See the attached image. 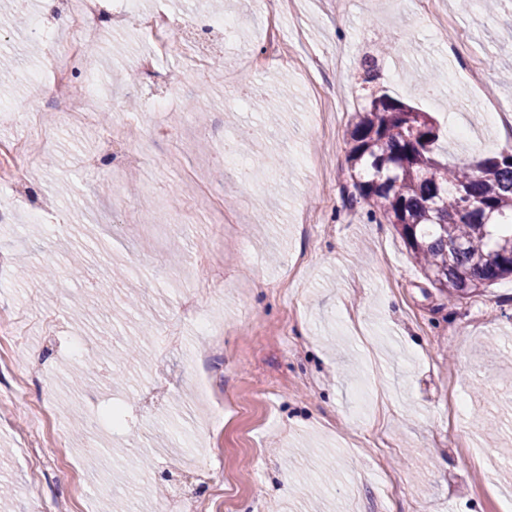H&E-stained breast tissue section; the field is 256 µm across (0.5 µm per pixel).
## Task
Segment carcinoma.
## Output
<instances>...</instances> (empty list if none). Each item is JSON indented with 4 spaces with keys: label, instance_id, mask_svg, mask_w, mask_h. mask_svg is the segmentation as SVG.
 Wrapping results in <instances>:
<instances>
[{
    "label": "carcinoma",
    "instance_id": "carcinoma-1",
    "mask_svg": "<svg viewBox=\"0 0 512 512\" xmlns=\"http://www.w3.org/2000/svg\"><path fill=\"white\" fill-rule=\"evenodd\" d=\"M440 138L429 113L374 97L350 123V202L393 225L426 280L455 301L512 276V147L450 164ZM464 196L479 209L462 214Z\"/></svg>",
    "mask_w": 512,
    "mask_h": 512
}]
</instances>
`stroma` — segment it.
Wrapping results in <instances>:
<instances>
[{"instance_id": "1", "label": "stroma", "mask_w": 512, "mask_h": 512, "mask_svg": "<svg viewBox=\"0 0 512 512\" xmlns=\"http://www.w3.org/2000/svg\"><path fill=\"white\" fill-rule=\"evenodd\" d=\"M162 1L175 38L200 46L211 39L200 16L234 17L235 49L217 60L279 117L178 53L160 66L180 94L151 111L155 90L128 79L145 48L139 33L99 36L90 77L122 100L124 134L143 152L119 177L124 192L112 195L113 175L96 163L109 149L99 112L82 122L47 112L28 191L0 182L10 216L0 222V317L17 319L26 338L0 337L6 512H104L112 492L135 484L138 512H157L166 478L203 512H498L512 500V279L449 302L392 225L350 206L346 155L349 121L374 88L369 56L379 86L435 118L449 160L512 147V123L488 125L471 110L476 99L512 104V0L496 13L483 0H276L270 17L253 0ZM13 9L0 0V68L47 71L70 38L64 5L27 0L41 36L15 26ZM30 97L28 85L0 84L1 142L27 135L14 110ZM202 100L200 118L189 106ZM149 124L174 135L147 140ZM228 137L243 141L239 165L262 157L250 181L216 158ZM174 217L177 238L165 229ZM185 298L224 324L223 350L179 319ZM145 322L139 359L79 379L85 355L73 341L93 355ZM171 328L178 342L167 348ZM201 363L225 406L240 409L215 426L207 464L223 474L218 486L187 471L212 415L194 381ZM78 417L99 426L77 436ZM25 448L71 465L33 480Z\"/></svg>"}]
</instances>
